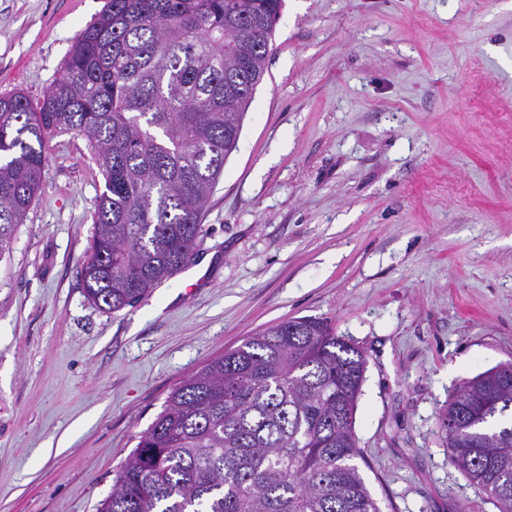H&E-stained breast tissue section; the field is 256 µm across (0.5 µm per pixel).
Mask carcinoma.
Listing matches in <instances>:
<instances>
[{
  "mask_svg": "<svg viewBox=\"0 0 512 512\" xmlns=\"http://www.w3.org/2000/svg\"><path fill=\"white\" fill-rule=\"evenodd\" d=\"M283 0H107L42 103L0 96V256L84 135L104 178L81 274L115 313L188 266L265 74ZM365 356L330 320L260 330L171 391L97 512H382L356 459ZM448 460L512 512V364L456 388Z\"/></svg>",
  "mask_w": 512,
  "mask_h": 512,
  "instance_id": "cac0c4a2",
  "label": "carcinoma"
}]
</instances>
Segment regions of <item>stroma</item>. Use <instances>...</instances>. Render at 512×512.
<instances>
[{
    "label": "stroma",
    "instance_id": "35a3bbf8",
    "mask_svg": "<svg viewBox=\"0 0 512 512\" xmlns=\"http://www.w3.org/2000/svg\"><path fill=\"white\" fill-rule=\"evenodd\" d=\"M105 0H0V94L43 100ZM182 275L116 313L80 276L104 178L54 135L0 257V512H96L169 393L258 330L364 352L359 469L383 512H494L439 414L512 363V0H284Z\"/></svg>",
    "mask_w": 512,
    "mask_h": 512
}]
</instances>
